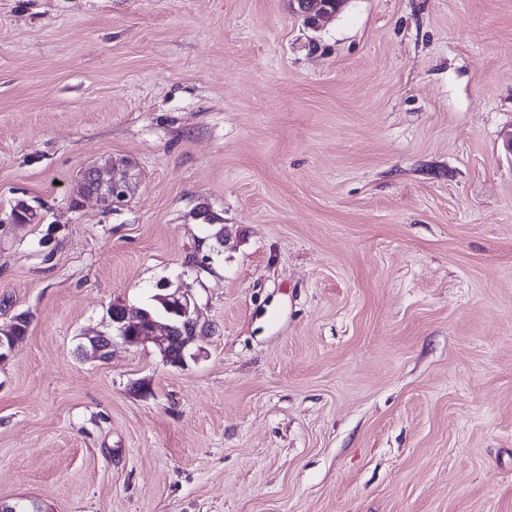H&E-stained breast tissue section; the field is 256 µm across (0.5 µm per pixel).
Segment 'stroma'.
I'll return each instance as SVG.
<instances>
[{"instance_id": "1", "label": "stroma", "mask_w": 512, "mask_h": 512, "mask_svg": "<svg viewBox=\"0 0 512 512\" xmlns=\"http://www.w3.org/2000/svg\"><path fill=\"white\" fill-rule=\"evenodd\" d=\"M511 129L512 0H0V502L512 512ZM164 284L185 366L86 351ZM293 11L312 30L322 28L342 9L347 0H289ZM88 179L92 180L97 190L80 197L95 198L107 211H117L125 207L129 198V178L123 163L112 161V168L90 166L85 169ZM23 327L25 332L27 331V321L23 317H17L13 320L10 328L6 332H0V361H3L8 353L11 352L15 344L20 340L22 336L20 334V328Z\"/></svg>"}]
</instances>
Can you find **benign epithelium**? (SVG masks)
<instances>
[{"instance_id": "obj_1", "label": "benign epithelium", "mask_w": 512, "mask_h": 512, "mask_svg": "<svg viewBox=\"0 0 512 512\" xmlns=\"http://www.w3.org/2000/svg\"><path fill=\"white\" fill-rule=\"evenodd\" d=\"M293 11L302 18L306 27L312 30L322 28L342 9L347 0H289ZM88 179L97 190L85 194L96 199L107 211L125 207L129 198V178L125 165L114 161L110 168L90 166L85 169ZM156 300L169 305L171 318L160 322L143 311L131 317L123 307L112 310V334L98 333L88 337L92 349L102 359L109 356L114 340L137 346L155 344L163 353L167 364L179 366L184 363L186 350L198 335L200 314L194 299L176 289L156 296ZM27 327L22 317L13 320L10 328L0 332V361L4 360L20 340V328Z\"/></svg>"}]
</instances>
